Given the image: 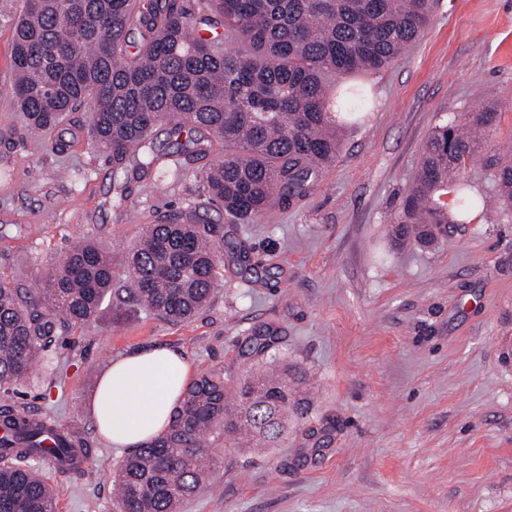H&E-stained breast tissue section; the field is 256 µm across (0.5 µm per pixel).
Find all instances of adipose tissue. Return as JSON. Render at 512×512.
I'll return each mask as SVG.
<instances>
[{
    "label": "adipose tissue",
    "mask_w": 512,
    "mask_h": 512,
    "mask_svg": "<svg viewBox=\"0 0 512 512\" xmlns=\"http://www.w3.org/2000/svg\"><path fill=\"white\" fill-rule=\"evenodd\" d=\"M180 352L154 348L113 362L92 400L99 432L116 448H132L160 433L190 376Z\"/></svg>",
    "instance_id": "1"
}]
</instances>
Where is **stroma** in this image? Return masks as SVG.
Listing matches in <instances>:
<instances>
[{
	"mask_svg": "<svg viewBox=\"0 0 512 512\" xmlns=\"http://www.w3.org/2000/svg\"><path fill=\"white\" fill-rule=\"evenodd\" d=\"M23 0H0V271L38 290L62 252L91 240L120 255L164 212L205 208L248 260L225 259L208 306L172 323L103 306L62 328L7 402L73 430L91 465L44 464L58 512H113L126 456L98 432L90 400L112 362L141 348L181 351L192 378L227 388L278 362L307 376L308 410L277 447L211 440V486L183 512H512V220L497 208L426 246L396 245L391 225L436 126L487 108L467 179L493 191L492 163L512 152V0H439L419 39L388 68L359 74L375 102L342 131L336 162L310 190L249 224L209 206L197 165L129 177L112 204V165L66 124L65 150L25 127L10 91ZM275 347L247 352L257 329Z\"/></svg>",
	"mask_w": 512,
	"mask_h": 512,
	"instance_id": "obj_1",
	"label": "stroma"
}]
</instances>
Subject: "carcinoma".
<instances>
[{
  "mask_svg": "<svg viewBox=\"0 0 512 512\" xmlns=\"http://www.w3.org/2000/svg\"><path fill=\"white\" fill-rule=\"evenodd\" d=\"M434 0H24L14 26L11 92L33 131L61 125L89 108L88 138L112 162L113 180L184 166L202 168L211 203L246 224L261 212L308 192L341 146L329 102L359 113L364 91L332 79L395 62L430 22ZM222 26L241 49L201 34ZM497 113L438 126L424 142L413 183L393 221L401 245L433 243L432 227L448 223L441 198L456 187L459 211L480 205L512 209V156L495 163L494 192L474 199L462 177ZM164 128L174 146L157 145ZM241 261L240 243L224 244L223 226L204 214L169 212L145 225L123 256L128 299L172 322L193 318L218 286L224 252ZM112 254L94 241L71 246L38 295L0 274V392L7 395L35 367L40 350L65 323L96 316L112 294ZM278 330L253 334L267 352ZM301 378L284 368L238 384L234 402L220 373L188 384L167 427L133 449L115 471V512H181L216 469L206 436L263 445L288 434V413L305 407ZM0 448L20 459L0 464V512H57L38 462L51 451L82 473L89 449L73 435L44 446L45 427L0 405Z\"/></svg>",
  "mask_w": 512,
  "mask_h": 512,
  "instance_id": "1",
  "label": "carcinoma"
}]
</instances>
